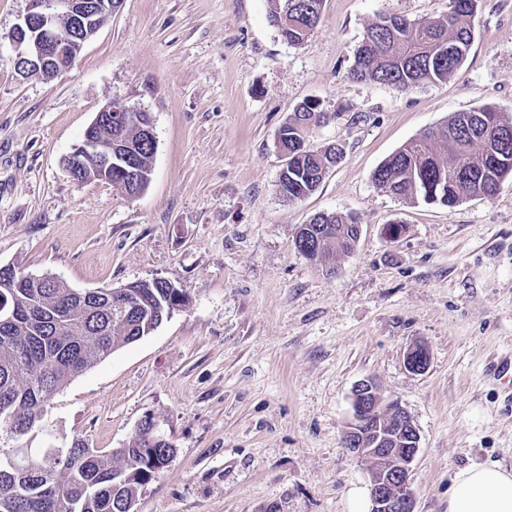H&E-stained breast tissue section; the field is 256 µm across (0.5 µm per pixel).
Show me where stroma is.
Here are the masks:
<instances>
[{"label":"stroma","instance_id":"1","mask_svg":"<svg viewBox=\"0 0 512 512\" xmlns=\"http://www.w3.org/2000/svg\"><path fill=\"white\" fill-rule=\"evenodd\" d=\"M27 6L0 0V266L77 290L162 278L188 301L73 378L19 447L109 453L149 414L174 454L136 512H350L367 480L342 437L352 389L371 378L419 431L415 512H448L459 469L512 468V389L487 374L512 352V179L451 207L372 180L453 113L512 118V0H478L465 61L410 91L351 79L356 50L378 16L436 18L448 0H325L298 46L268 0H120L49 82L14 69L7 32ZM112 100L153 118V174L135 199L66 165ZM305 101L328 115L312 145L343 157L291 202L276 190L277 134ZM323 212L361 226L331 276L295 247ZM415 344L430 353L421 374L404 366Z\"/></svg>","mask_w":512,"mask_h":512}]
</instances>
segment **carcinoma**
<instances>
[{"label": "carcinoma", "instance_id": "carcinoma-1", "mask_svg": "<svg viewBox=\"0 0 512 512\" xmlns=\"http://www.w3.org/2000/svg\"><path fill=\"white\" fill-rule=\"evenodd\" d=\"M269 21L288 43L298 45L317 27L325 0H269ZM477 0H449L448 14L434 20L380 17L366 30L350 76L355 80L412 90L440 83L464 62L474 33ZM324 119L317 104L304 102L279 130L278 149L288 158L277 182L280 196L298 200L315 193L343 156L339 144L313 148L309 137ZM136 123L102 122L98 139L112 141V185L126 196L143 192L152 174L156 144ZM453 137L454 145L448 144ZM136 170V187L125 184V169ZM512 177V119L491 106L456 112L447 121L408 141L382 162L372 180L405 200L454 206L468 197L492 198ZM356 220L320 213L300 232L310 260L326 263L354 250ZM125 312L104 311L65 285L34 288L27 273L0 271V512H129L139 490L171 458L170 445L149 442L136 432L125 448L110 454L75 439L67 447L43 448L29 460L28 449L8 447L38 429L46 403L79 374L119 348L150 335L169 311L185 303L184 292L163 279L127 289ZM121 288H99L104 299Z\"/></svg>", "mask_w": 512, "mask_h": 512}]
</instances>
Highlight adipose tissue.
<instances>
[{
  "label": "adipose tissue",
  "instance_id": "1",
  "mask_svg": "<svg viewBox=\"0 0 512 512\" xmlns=\"http://www.w3.org/2000/svg\"><path fill=\"white\" fill-rule=\"evenodd\" d=\"M448 512H512V469L475 464L458 470L448 489Z\"/></svg>",
  "mask_w": 512,
  "mask_h": 512
}]
</instances>
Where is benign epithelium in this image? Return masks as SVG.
<instances>
[{
    "mask_svg": "<svg viewBox=\"0 0 512 512\" xmlns=\"http://www.w3.org/2000/svg\"><path fill=\"white\" fill-rule=\"evenodd\" d=\"M119 0H28L26 13L8 34L14 51V68L24 78L54 79L66 69L65 47L78 48L99 31L94 22L99 15L112 14ZM139 108L120 101L107 103L90 123L112 118V114L137 112ZM88 155L96 159L88 181H108L112 174V144L84 138L69 160ZM429 351L421 345L409 347L404 365L412 373L428 369ZM351 419L343 435V445L353 457L367 463L370 512H414L410 476L419 451L420 436L412 418L396 401L383 397L371 379L359 381L352 390ZM404 435L405 448H387L385 443Z\"/></svg>",
    "mask_w": 512,
    "mask_h": 512,
    "instance_id": "obj_1",
    "label": "benign epithelium"
}]
</instances>
